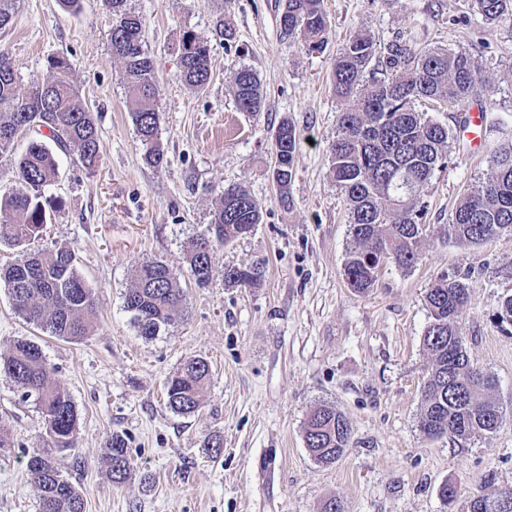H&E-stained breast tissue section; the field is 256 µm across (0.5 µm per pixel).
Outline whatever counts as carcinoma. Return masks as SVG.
Returning <instances> with one entry per match:
<instances>
[{
	"instance_id": "obj_1",
	"label": "carcinoma",
	"mask_w": 512,
	"mask_h": 512,
	"mask_svg": "<svg viewBox=\"0 0 512 512\" xmlns=\"http://www.w3.org/2000/svg\"><path fill=\"white\" fill-rule=\"evenodd\" d=\"M323 0H284L280 27L308 54L322 53L329 42V20ZM112 15L109 44L121 65L129 91L128 111L142 146V160L159 167L165 158L159 130V86L153 59L144 49L142 18L127 8V0H103ZM473 11L489 23L512 20V0H472ZM182 81L203 89L211 77V47L185 31L179 41ZM48 76L22 92L10 59L0 53V158L10 161L14 184L0 196V243L20 247L12 263L0 268V284L16 311L40 330L63 340L78 341L98 325L91 289L80 276L74 250L53 245L37 252L23 250L47 223L44 194L58 178L56 152L73 156L87 171L101 160V139L94 117L74 80L73 63L63 56L47 58ZM482 67L463 50H417L396 37L383 50L375 38L360 33L333 61L332 86L342 102L339 134L330 146V172L344 193L348 206L349 235L353 246L346 254L344 275L350 288H372L380 269L393 263L412 268L418 246L427 236L423 195L435 172L448 166V125L416 109L419 102L451 105L459 112L478 102ZM238 111L256 113L264 108L257 75L248 68L233 77ZM33 130L45 139L29 142L15 154L17 131ZM53 146H48L46 141ZM298 137L294 125L282 120L273 134L270 170L279 199L291 204L290 184ZM494 172L464 195L448 224V237L480 244L512 234V140L497 146ZM262 204L243 183L224 187L215 203L210 224L209 251L203 252V235L192 241L186 255L191 276L200 286L215 271L214 253L237 240L245 224H258ZM262 277L255 265L243 279L236 267H224V285L254 286ZM133 286L124 295L123 308L140 336L152 339L161 328L177 321L185 310L186 295L176 274L161 260L143 262L133 270ZM463 283L444 276L425 294L430 323L423 345L431 355L420 412V429L432 437L446 436L465 443L501 427L504 414L490 399L495 380L478 368L464 347L457 316L467 302ZM0 373L35 397L50 439L46 448L26 454V472L36 490L38 512H85L75 485L64 475L62 452L77 443L78 412L71 396L53 378V368L41 345L32 339L14 343L0 355ZM211 369L203 358H191L172 374L166 385V406L180 416L195 413L209 383ZM352 427L332 406L311 411L304 426L309 454L319 463L339 459L347 447ZM109 475L114 483L130 474L126 439L112 436ZM512 489L494 495L477 494L466 512H490L489 505Z\"/></svg>"
}]
</instances>
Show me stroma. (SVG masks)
Returning <instances> with one entry per match:
<instances>
[{
  "instance_id": "stroma-1",
  "label": "stroma",
  "mask_w": 512,
  "mask_h": 512,
  "mask_svg": "<svg viewBox=\"0 0 512 512\" xmlns=\"http://www.w3.org/2000/svg\"><path fill=\"white\" fill-rule=\"evenodd\" d=\"M146 23L145 47L159 80L160 139L166 160L150 168L127 108L128 91L112 57V16L102 0L77 13L57 0H15L0 51L20 88L46 74V59L67 56L98 125L102 158L94 171L58 157L49 194L54 213L29 251L69 244L92 289L99 323L91 336L43 334L0 289V353L37 340L56 381L78 411V439L62 470L86 512H321L328 498L345 512H464L469 498L512 488V332L494 313L512 295V235L481 244L449 239L453 209L493 171L487 149L469 154L451 139L452 160L424 192L431 226L411 269L384 267L373 288H349L343 266L352 245L347 202L329 170L342 108L332 62L368 31L378 43L401 37L419 48L467 50L487 86L486 141L512 130V25H486L471 0H323L330 20L321 54L302 52L280 31L282 0H128ZM231 28L216 39V21ZM209 41L212 70L201 90L179 75V40ZM246 67L259 77L263 112L238 111L231 80ZM291 121L299 136L290 204H282L269 165L273 133ZM243 182L263 205L253 233L217 249L204 287L185 254L209 224L224 186ZM161 260L186 291V311L153 339L141 337L123 308L138 263ZM261 264L258 285L228 288L227 266ZM461 281L468 301L458 323L474 363L493 375L503 425L465 444L432 438L419 426L430 356L424 295L441 276ZM205 358L209 384L198 411L167 409L166 381L191 358ZM320 404L352 425L343 456L322 465L309 455L304 423ZM0 422L14 445L0 448V512H37L25 454L47 437L34 399L0 375ZM130 446L123 483L107 473L109 443ZM220 437V454L208 438ZM459 488L455 505L440 489Z\"/></svg>"
}]
</instances>
